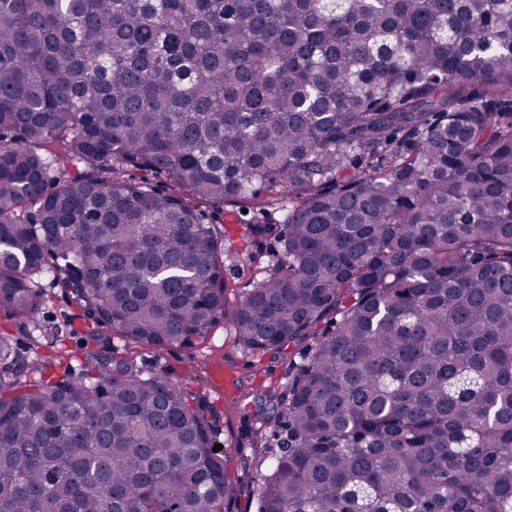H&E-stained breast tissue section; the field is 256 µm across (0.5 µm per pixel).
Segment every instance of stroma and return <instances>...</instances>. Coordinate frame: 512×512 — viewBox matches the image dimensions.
<instances>
[{
	"mask_svg": "<svg viewBox=\"0 0 512 512\" xmlns=\"http://www.w3.org/2000/svg\"><path fill=\"white\" fill-rule=\"evenodd\" d=\"M223 231L232 241L230 252L224 256V277L235 291L242 292L252 286L253 273L247 260L248 254L277 253L279 246L271 240L245 243L239 238V227L224 225ZM49 300L38 315L37 324H29L0 317V331L11 337L14 347L31 360L56 353H68L80 358L91 341L84 329L76 324L78 308L57 290H49ZM116 355L133 354L138 368L145 371H165L169 379L196 393L219 414V438L228 450L230 468L235 472L255 473L259 457L253 449L245 447L246 434L258 427L252 412L237 409L235 401L238 388L261 391L263 387L286 382L288 364L282 360L265 361L262 369H254L250 358L234 345L227 325L214 327L209 335L193 347H168L157 350L134 346L119 336L112 337ZM223 366L236 385L233 392L216 389L210 382L209 371L213 366Z\"/></svg>",
	"mask_w": 512,
	"mask_h": 512,
	"instance_id": "35a3bbf8",
	"label": "stroma"
}]
</instances>
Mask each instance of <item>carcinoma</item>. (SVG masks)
I'll use <instances>...</instances> for the list:
<instances>
[{"label": "carcinoma", "mask_w": 512, "mask_h": 512, "mask_svg": "<svg viewBox=\"0 0 512 512\" xmlns=\"http://www.w3.org/2000/svg\"><path fill=\"white\" fill-rule=\"evenodd\" d=\"M196 201L283 213L235 300ZM46 277L96 347L0 332V512H512V0H0V313ZM223 321L255 367L306 342L240 396L250 482L98 330Z\"/></svg>", "instance_id": "1"}]
</instances>
